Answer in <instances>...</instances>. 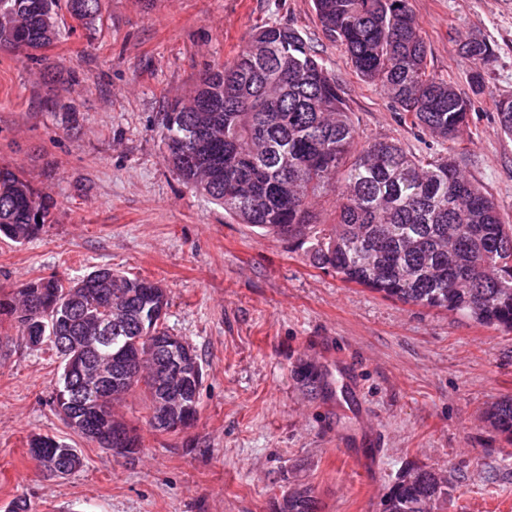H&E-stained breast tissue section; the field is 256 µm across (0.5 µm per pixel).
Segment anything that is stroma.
Listing matches in <instances>:
<instances>
[{"instance_id":"35a3bbf8","label":"stroma","mask_w":512,"mask_h":512,"mask_svg":"<svg viewBox=\"0 0 512 512\" xmlns=\"http://www.w3.org/2000/svg\"><path fill=\"white\" fill-rule=\"evenodd\" d=\"M410 2L429 72L471 102L454 145L463 169L512 224V140L494 107L512 95V0ZM273 21L321 53L360 142L436 148L357 77L312 0H101L94 29L63 15L49 65L0 51V165L55 201L30 242L0 236V295L106 266L161 282L168 329L203 366L186 428L152 430L138 390L116 406L143 442L122 457L59 419L58 356L0 322V512L19 496L28 512H275L302 487L320 512H382L399 474L416 467L450 480L440 512H512V443L484 420L491 402L512 396V331L344 283L297 244L234 223L167 161L170 104ZM474 34L494 45L490 65L461 57ZM35 434L77 448L82 467L45 478L28 454Z\"/></svg>"}]
</instances>
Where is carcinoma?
<instances>
[{
	"label": "carcinoma",
	"mask_w": 512,
	"mask_h": 512,
	"mask_svg": "<svg viewBox=\"0 0 512 512\" xmlns=\"http://www.w3.org/2000/svg\"><path fill=\"white\" fill-rule=\"evenodd\" d=\"M60 0H0V48L33 52L59 37ZM101 0H65L69 15L89 27ZM325 37L342 45L355 73L379 87L413 126L443 142L460 138L471 103L427 72V47L410 0H313ZM464 58L490 64L494 47L473 35ZM504 134L512 137V97L494 101ZM169 161L181 178L208 195L238 224L307 246L313 265L332 270L404 304L443 309L481 325L512 329V226L492 196L463 173L460 157L417 156L394 141L359 144L336 79L296 29L260 25L231 61L203 73L190 98L170 105L162 122ZM336 196L333 224H316L312 202ZM54 201L24 176L0 167V235L22 243L48 223ZM166 289L110 268L77 282L55 275L0 295V320L38 347L57 336L62 372L54 410L84 437L100 435L122 456L139 452L135 429L113 407L141 386L148 424L172 417L191 425L203 367L197 351L152 313L167 308ZM196 370L175 396V363ZM488 418L512 442V398ZM29 449L49 478L82 466L68 443L38 435ZM448 481L421 468L405 471L383 512H438ZM277 512H316L308 488L283 496Z\"/></svg>",
	"instance_id": "cac0c4a2"
}]
</instances>
